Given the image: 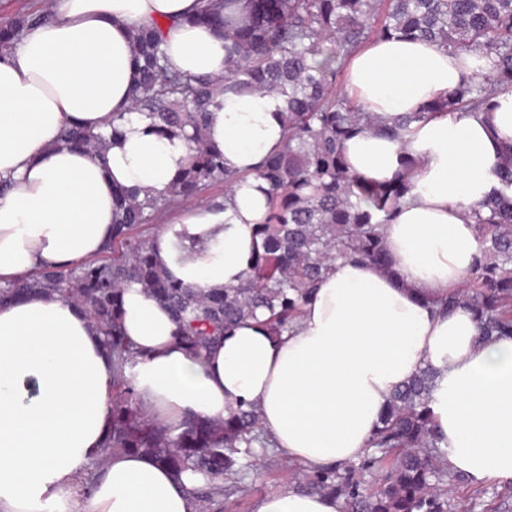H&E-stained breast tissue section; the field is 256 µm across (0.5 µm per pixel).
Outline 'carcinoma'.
<instances>
[{"instance_id":"carcinoma-1","label":"carcinoma","mask_w":512,"mask_h":512,"mask_svg":"<svg viewBox=\"0 0 512 512\" xmlns=\"http://www.w3.org/2000/svg\"><path fill=\"white\" fill-rule=\"evenodd\" d=\"M48 19L34 12L1 23L0 49L13 47L27 28ZM192 20L224 35V77L172 70L157 22L138 28L132 38L134 110L151 119L156 137L184 135L190 143L188 162L168 193L116 191L115 234L105 255L14 280L0 293L45 291L87 301L93 325L111 341L118 372L112 428L99 461L132 450L152 454L177 472L202 473L209 486L196 499L205 512L214 499L242 491L243 461L254 457L256 447H269L267 435L251 406L222 421L190 422L175 439L143 409L124 374L137 352L120 339L123 285L137 281L167 305L178 320V339L194 352L259 312L266 314L270 333L281 335L340 258L386 269L382 226L411 189L409 167L385 182L349 171L344 142L378 127L379 119L337 89V78L352 53L373 38L425 39L472 65L481 80L461 85L422 112L395 118L389 130L397 135L439 109L490 112L496 95L512 89V0H204ZM253 92L287 98L284 140L256 171L269 191L247 276L238 287L211 295L164 275L152 259L145 226L216 185L228 193L247 178L226 168L223 153L207 144V125L217 97ZM501 151L505 164L495 173L500 188L473 209L482 259L464 288L442 301L450 312L467 305L485 338L512 335V143ZM433 379L422 368L393 392L371 452L358 465L304 470L298 488L335 496L343 512H453L464 481L448 471L429 407Z\"/></svg>"}]
</instances>
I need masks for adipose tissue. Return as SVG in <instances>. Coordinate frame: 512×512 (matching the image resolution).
Segmentation results:
<instances>
[{
	"label": "adipose tissue",
	"instance_id": "adipose-tissue-1",
	"mask_svg": "<svg viewBox=\"0 0 512 512\" xmlns=\"http://www.w3.org/2000/svg\"><path fill=\"white\" fill-rule=\"evenodd\" d=\"M197 0H57L52 21L0 52V285L67 269L112 239V193L165 194L187 156L131 111L135 29L160 22L172 68L224 73V38L187 23ZM474 75L438 44L379 39L346 70L363 111L387 119L422 111ZM278 95H227L207 140L247 179L223 201L176 212L150 246L170 278L212 293L238 286L265 215L250 176L282 144ZM126 120L112 136L114 113ZM100 134L102 151L59 146L64 126ZM512 142V91L494 112L440 113L405 139L364 129L344 143L350 169L385 181L412 164L410 193L383 227L392 271L343 258L288 332L249 319L202 354L177 339L171 311L131 282L122 334L137 353L126 375L141 403L178 436L186 419H224L254 406L273 447L308 469L364 457L387 402L421 368L435 372L431 408L448 469L467 483L512 485V336L480 337L471 313L434 301L477 266L474 204L496 187L499 146ZM110 348L73 301L34 292L0 300V512H198L203 475L177 474L148 453L107 457L92 488L82 478L112 421ZM254 512H342L339 499L282 487Z\"/></svg>",
	"mask_w": 512,
	"mask_h": 512
}]
</instances>
